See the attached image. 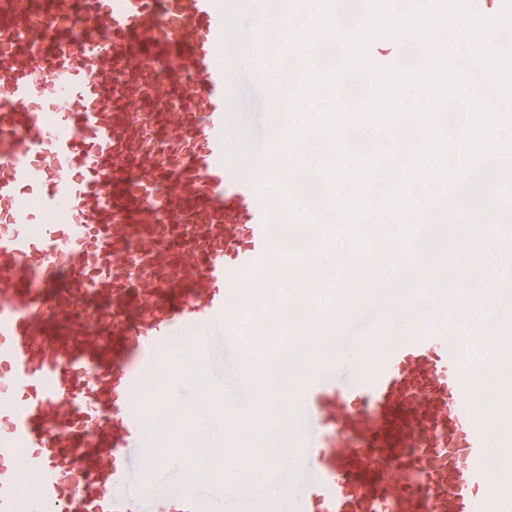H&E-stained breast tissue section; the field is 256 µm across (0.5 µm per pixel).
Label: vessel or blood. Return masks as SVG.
Returning <instances> with one entry per match:
<instances>
[{"instance_id":"1","label":"vessel or blood","mask_w":512,"mask_h":512,"mask_svg":"<svg viewBox=\"0 0 512 512\" xmlns=\"http://www.w3.org/2000/svg\"><path fill=\"white\" fill-rule=\"evenodd\" d=\"M226 41L222 0H0V512H512V472L490 473L512 433L422 307L370 358L385 323H361L349 377L306 378L297 469L216 501L148 469L123 492L131 455L167 451L148 413L171 395L144 380L171 348L252 356L226 299L259 287L282 204L232 167Z\"/></svg>"}]
</instances>
